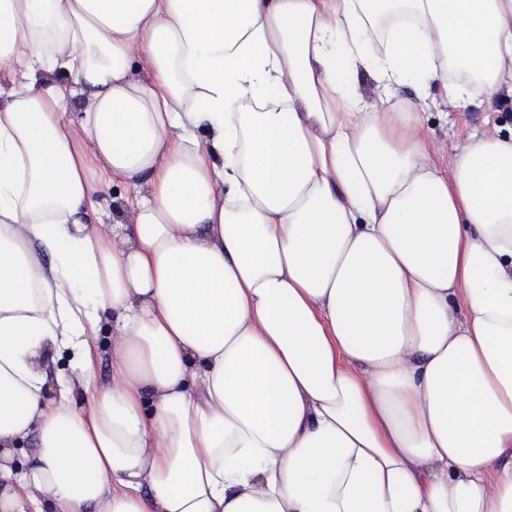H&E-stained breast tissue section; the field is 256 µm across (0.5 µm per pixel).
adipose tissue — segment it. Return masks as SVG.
I'll use <instances>...</instances> for the list:
<instances>
[{
    "label": "adipose tissue",
    "instance_id": "obj_1",
    "mask_svg": "<svg viewBox=\"0 0 512 512\" xmlns=\"http://www.w3.org/2000/svg\"><path fill=\"white\" fill-rule=\"evenodd\" d=\"M435 82L512 96V0H0V512H512V132ZM401 96L416 105L411 112L423 113L424 126L429 131L435 156L447 162L462 146L464 139L473 130L507 133L512 129V98L504 95L491 109L471 105L461 109L443 103L445 95L440 85L429 90V106H417V92L412 86L401 89ZM132 196V190H129L122 185H114L113 187L111 186L105 193L97 196L94 199L92 218L95 220L97 216H102L104 224H99V227L104 233H112V224L114 223V219L127 221V217H125L126 214L118 211L117 202L115 201L118 200L119 202H122L126 208V212L128 213V204L125 203V200L127 198L131 199ZM111 320L103 319L98 341V349L93 354L94 374L88 385L78 386L73 390V400L78 405H86L102 385L106 384L112 373V359L110 351ZM73 357L70 350L60 348L49 351L43 360L46 374L45 392L49 398L58 396L59 389L73 376ZM36 440L31 436L12 448L13 465L20 472L27 470L36 455Z\"/></svg>",
    "mask_w": 512,
    "mask_h": 512
}]
</instances>
